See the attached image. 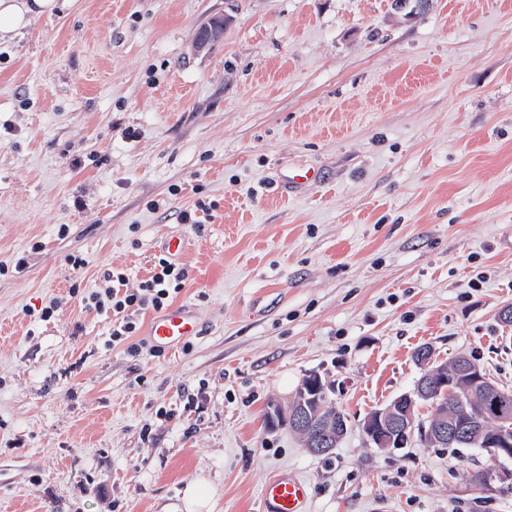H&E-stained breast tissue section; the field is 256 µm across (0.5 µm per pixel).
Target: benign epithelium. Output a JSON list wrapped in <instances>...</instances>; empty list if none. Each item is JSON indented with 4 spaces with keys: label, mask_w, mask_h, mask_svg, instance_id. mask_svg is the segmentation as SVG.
I'll list each match as a JSON object with an SVG mask.
<instances>
[{
    "label": "benign epithelium",
    "mask_w": 512,
    "mask_h": 512,
    "mask_svg": "<svg viewBox=\"0 0 512 512\" xmlns=\"http://www.w3.org/2000/svg\"><path fill=\"white\" fill-rule=\"evenodd\" d=\"M432 357L431 348H422L419 361L422 374L414 388L365 418L362 432L368 444L379 450L398 449L406 447L416 436L426 444L446 448L463 437L497 463L486 477V483L512 481V416L488 404L491 397L501 393L500 385L476 364L435 366ZM333 390L328 378L313 371L305 376L292 402V426L308 435V451L312 454L329 451L333 442L341 440L349 430L348 418L339 409L324 412L323 401ZM441 390L459 406L479 407L478 416L467 429L456 424L451 410L415 425L417 403L429 400Z\"/></svg>",
    "instance_id": "7a95c632"
}]
</instances>
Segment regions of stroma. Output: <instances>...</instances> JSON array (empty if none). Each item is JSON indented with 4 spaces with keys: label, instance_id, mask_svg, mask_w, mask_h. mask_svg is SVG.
<instances>
[{
    "label": "stroma",
    "instance_id": "obj_1",
    "mask_svg": "<svg viewBox=\"0 0 512 512\" xmlns=\"http://www.w3.org/2000/svg\"><path fill=\"white\" fill-rule=\"evenodd\" d=\"M172 236L199 335L156 350L144 314L112 347L69 289L137 287ZM506 305L512 0H73L0 39V512H173L200 479L261 512L280 473L310 512H512L478 449L361 432L423 345L512 388ZM312 371L350 420L320 456L264 423Z\"/></svg>",
    "mask_w": 512,
    "mask_h": 512
}]
</instances>
